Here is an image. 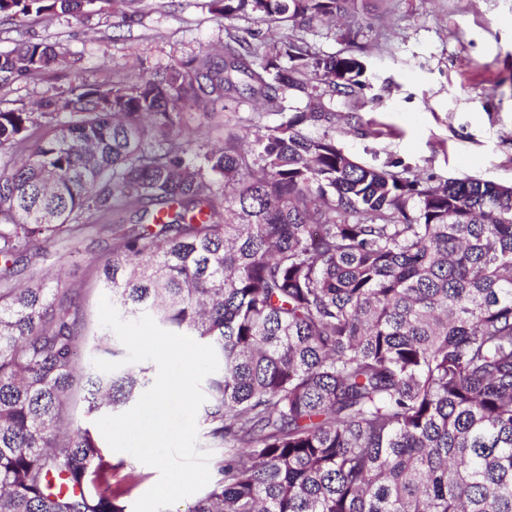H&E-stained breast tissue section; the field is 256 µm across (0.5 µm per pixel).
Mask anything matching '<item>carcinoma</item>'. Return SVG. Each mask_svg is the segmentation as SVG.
<instances>
[{"instance_id": "1", "label": "carcinoma", "mask_w": 512, "mask_h": 512, "mask_svg": "<svg viewBox=\"0 0 512 512\" xmlns=\"http://www.w3.org/2000/svg\"><path fill=\"white\" fill-rule=\"evenodd\" d=\"M135 0H0V16L76 21ZM232 19L310 29L362 0H210ZM112 87L0 110V512H126L97 491L98 436L148 369L85 376L86 314L69 282L14 260L118 210L98 282L124 320L214 348L202 430L224 449L186 512H512V186L432 184L336 144L334 97L365 84L361 52L320 56L276 33ZM61 42L0 52V89L69 64ZM246 91L306 108L249 142L192 148L184 108ZM67 119H60V114ZM48 133L29 146L31 130ZM95 357L121 354L105 331Z\"/></svg>"}]
</instances>
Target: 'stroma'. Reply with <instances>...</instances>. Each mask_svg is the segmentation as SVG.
<instances>
[{
    "instance_id": "stroma-1",
    "label": "stroma",
    "mask_w": 512,
    "mask_h": 512,
    "mask_svg": "<svg viewBox=\"0 0 512 512\" xmlns=\"http://www.w3.org/2000/svg\"><path fill=\"white\" fill-rule=\"evenodd\" d=\"M362 27L347 40L346 27H286L313 52L334 56L350 43L362 46L368 86L355 101L361 128L336 124V142L369 163L386 158L420 169L434 183L475 177L512 186V0H364ZM264 38L267 26L232 21L208 8V0H138L134 21L108 10L85 22L64 17L0 19V51L14 41L62 42L71 52L63 71L17 81L0 89V110H24L43 98L63 97L69 86L132 80L220 47L227 31ZM201 142L254 133L282 122L250 100L229 102L205 117L188 110ZM112 246L111 226L59 243L47 257L19 265V282L32 270L62 277L79 288L88 326L98 331L97 266ZM114 465L112 486L126 507L159 479L154 467L131 454L104 448Z\"/></svg>"
}]
</instances>
